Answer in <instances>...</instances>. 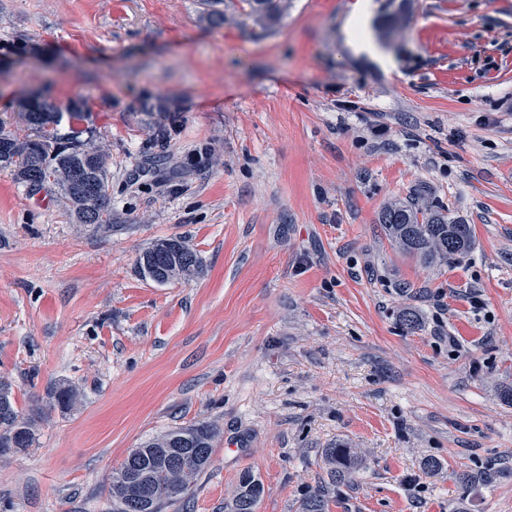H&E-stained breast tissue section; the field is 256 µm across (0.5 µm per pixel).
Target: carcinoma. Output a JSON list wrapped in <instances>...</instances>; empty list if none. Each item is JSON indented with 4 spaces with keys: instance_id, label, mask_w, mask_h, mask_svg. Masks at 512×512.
Masks as SVG:
<instances>
[{
    "instance_id": "1",
    "label": "carcinoma",
    "mask_w": 512,
    "mask_h": 512,
    "mask_svg": "<svg viewBox=\"0 0 512 512\" xmlns=\"http://www.w3.org/2000/svg\"><path fill=\"white\" fill-rule=\"evenodd\" d=\"M251 13L273 18L279 0H245ZM37 135L18 136L0 129V168L14 172L16 180L30 189L45 185L57 188L78 224H107L112 217L106 157L93 139H80L70 129L63 137L47 135L44 128L61 123V113L42 99L22 105ZM388 240L406 255L423 264H450L473 245L471 225L450 216L448 208L421 206L414 200L394 203L379 216ZM141 271L163 283L188 280L198 273L197 255L179 237L169 238L145 251L139 259ZM217 431L198 424L146 441L133 449L112 473L109 492L114 512H162L166 504L181 499L191 482L211 462ZM36 442L33 418L16 407L11 385L0 381V455L22 453ZM326 479L301 502V512H326L328 492L350 481L358 466L354 452L342 444L323 454ZM263 485L250 471L239 479L230 512H257Z\"/></svg>"
}]
</instances>
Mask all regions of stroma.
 Returning <instances> with one entry per match:
<instances>
[{
  "label": "stroma",
  "mask_w": 512,
  "mask_h": 512,
  "mask_svg": "<svg viewBox=\"0 0 512 512\" xmlns=\"http://www.w3.org/2000/svg\"><path fill=\"white\" fill-rule=\"evenodd\" d=\"M286 3L0 0V126L81 105L112 183L94 227L0 169V377L36 415L0 512H112L128 452L199 423L211 464L163 512H225L245 470L298 512L339 442L363 462L326 512H512V0ZM419 196L470 252L389 242ZM173 237L201 271L160 284L137 261ZM388 240L423 264H450L473 245L470 224L450 216L443 205L421 206L413 199L391 204L380 216Z\"/></svg>",
  "instance_id": "stroma-1"
}]
</instances>
